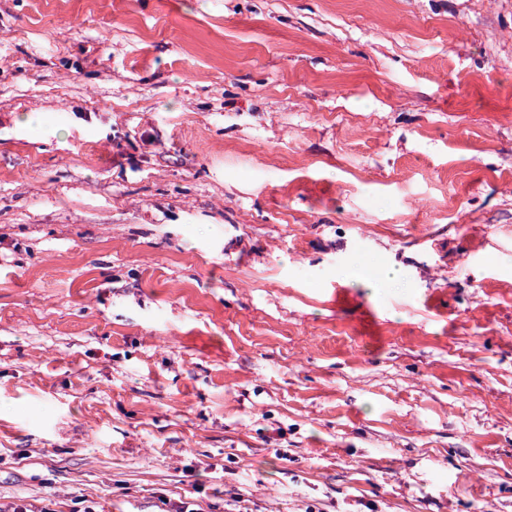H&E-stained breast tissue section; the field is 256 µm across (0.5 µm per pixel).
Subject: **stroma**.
<instances>
[{
    "mask_svg": "<svg viewBox=\"0 0 512 512\" xmlns=\"http://www.w3.org/2000/svg\"><path fill=\"white\" fill-rule=\"evenodd\" d=\"M20 498L512 512V0H0Z\"/></svg>",
    "mask_w": 512,
    "mask_h": 512,
    "instance_id": "1",
    "label": "stroma"
}]
</instances>
